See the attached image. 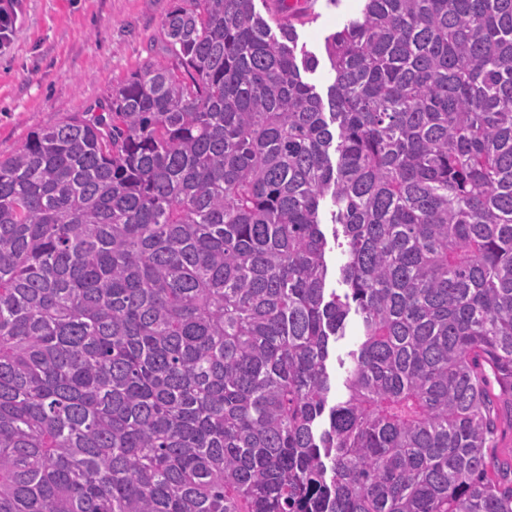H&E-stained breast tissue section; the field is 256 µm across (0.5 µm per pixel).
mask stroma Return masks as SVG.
Listing matches in <instances>:
<instances>
[{
    "label": "stroma",
    "instance_id": "obj_1",
    "mask_svg": "<svg viewBox=\"0 0 512 512\" xmlns=\"http://www.w3.org/2000/svg\"><path fill=\"white\" fill-rule=\"evenodd\" d=\"M365 0H255L263 16L294 24L319 65L309 77L326 91L334 74L325 39ZM174 0H21L9 48L0 51V156L30 131L73 112H96L114 86L145 64H168L161 25Z\"/></svg>",
    "mask_w": 512,
    "mask_h": 512
}]
</instances>
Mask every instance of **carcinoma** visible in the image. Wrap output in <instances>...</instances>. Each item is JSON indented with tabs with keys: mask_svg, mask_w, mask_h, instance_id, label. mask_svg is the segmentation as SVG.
<instances>
[{
	"mask_svg": "<svg viewBox=\"0 0 512 512\" xmlns=\"http://www.w3.org/2000/svg\"><path fill=\"white\" fill-rule=\"evenodd\" d=\"M163 35L0 157V512H512V0ZM498 408L497 452L502 460H507L512 457L511 409L499 404Z\"/></svg>",
	"mask_w": 512,
	"mask_h": 512,
	"instance_id": "1",
	"label": "carcinoma"
}]
</instances>
